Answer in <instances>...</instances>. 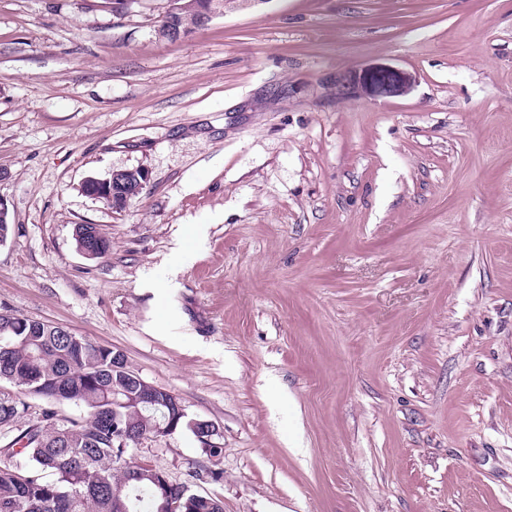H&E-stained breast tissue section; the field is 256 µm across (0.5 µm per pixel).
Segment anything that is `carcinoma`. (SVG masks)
Listing matches in <instances>:
<instances>
[{
	"mask_svg": "<svg viewBox=\"0 0 512 512\" xmlns=\"http://www.w3.org/2000/svg\"><path fill=\"white\" fill-rule=\"evenodd\" d=\"M94 224H78L84 249ZM123 355L84 336L0 310V428L18 434L0 444V512H224V502L174 484L152 466L129 457L146 440L189 427L205 445L195 422L177 410V398L149 408L132 398L136 383ZM45 401L41 417L29 415L25 397ZM72 403L87 416L61 418Z\"/></svg>",
	"mask_w": 512,
	"mask_h": 512,
	"instance_id": "obj_1",
	"label": "carcinoma"
}]
</instances>
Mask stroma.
Listing matches in <instances>:
<instances>
[{
  "mask_svg": "<svg viewBox=\"0 0 512 512\" xmlns=\"http://www.w3.org/2000/svg\"><path fill=\"white\" fill-rule=\"evenodd\" d=\"M169 7L0 0V308L214 423L132 455L224 512H512V0ZM172 2V7L165 15L164 22L161 25V33L171 40L189 33L192 29L203 26L214 16L223 15L224 13V9L214 8L213 3L204 1L201 2V5L198 7L194 23L184 25L183 20L179 21L181 18L180 12L182 11V5L178 4L175 0ZM124 183H120V185L114 181H112V186L108 179H92L84 182V191L85 193L93 198L102 199L112 208L120 209L124 207L130 195H128L124 190ZM112 204H109V202Z\"/></svg>",
  "mask_w": 512,
  "mask_h": 512,
  "instance_id": "stroma-1",
  "label": "stroma"
}]
</instances>
